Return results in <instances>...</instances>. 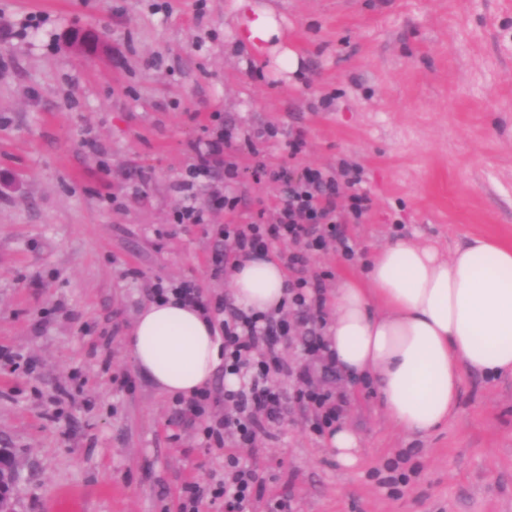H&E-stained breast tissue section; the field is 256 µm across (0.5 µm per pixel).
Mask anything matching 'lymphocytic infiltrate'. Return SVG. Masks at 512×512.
I'll return each mask as SVG.
<instances>
[{"mask_svg":"<svg viewBox=\"0 0 512 512\" xmlns=\"http://www.w3.org/2000/svg\"><path fill=\"white\" fill-rule=\"evenodd\" d=\"M271 176L285 188L276 224H220L212 232L226 245L225 260L236 266L251 256L268 253L270 240L292 244V251L280 255L279 260L290 273L288 308L296 318L295 326H288L281 317L246 313L230 301H212L188 281L172 290L175 296L217 322L224 337V370L242 377L239 389L224 393L223 418L202 429L210 448L250 442L257 432L278 421L285 396L272 384L276 375L294 377L293 396L315 408L316 429L331 426L343 411V398L318 387L309 369L294 370L283 361L280 343L289 333H296L303 339L305 352L322 361L324 373H334L335 361L320 333L326 323L323 281L308 278L306 266L310 253L324 242L327 225L343 218L360 220L368 209L369 198L353 193L341 214L337 211L338 181L334 173L313 168L298 173L281 167L272 170ZM228 469L227 478L211 488L210 495L223 500L229 512H237L244 502L259 495L262 481L237 456H230Z\"/></svg>","mask_w":512,"mask_h":512,"instance_id":"1","label":"lymphocytic infiltrate"}]
</instances>
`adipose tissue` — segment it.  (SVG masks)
Wrapping results in <instances>:
<instances>
[{
	"label": "adipose tissue",
	"instance_id": "obj_1",
	"mask_svg": "<svg viewBox=\"0 0 512 512\" xmlns=\"http://www.w3.org/2000/svg\"><path fill=\"white\" fill-rule=\"evenodd\" d=\"M237 8V45L298 74L303 60L275 10L257 0H238ZM230 281L235 303L249 313H278L288 298L286 271L266 254L234 269ZM332 302L324 333L340 373L373 375L385 412L408 433L447 422L464 372L512 375V246L498 238H472L448 256L393 239L363 277L340 283ZM128 346L136 370L173 398L209 387L224 361L216 327L173 296L145 306Z\"/></svg>",
	"mask_w": 512,
	"mask_h": 512
}]
</instances>
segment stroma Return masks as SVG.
I'll return each mask as SVG.
<instances>
[{"mask_svg": "<svg viewBox=\"0 0 512 512\" xmlns=\"http://www.w3.org/2000/svg\"><path fill=\"white\" fill-rule=\"evenodd\" d=\"M236 0H0V448L14 512H179L223 480V450L134 368L126 338L156 284L230 297L214 224L274 223L268 167L360 171L370 209L308 272L326 294L391 239L450 253L512 243V0H264L303 58L288 77L234 46ZM94 33V48L75 34ZM231 133L185 191L192 144ZM299 138L301 152L286 145ZM232 162L238 176L224 181ZM238 199L211 207L213 193ZM206 224H177L186 202ZM362 439L346 468L310 407L234 453L264 480L240 512H512V376L464 373L457 411L400 429L376 388L331 376ZM406 480L388 484L391 466ZM15 461L7 448H0V511L6 510L10 495L15 493V483L12 477L16 475Z\"/></svg>", "mask_w": 512, "mask_h": 512, "instance_id": "stroma-1", "label": "stroma"}]
</instances>
